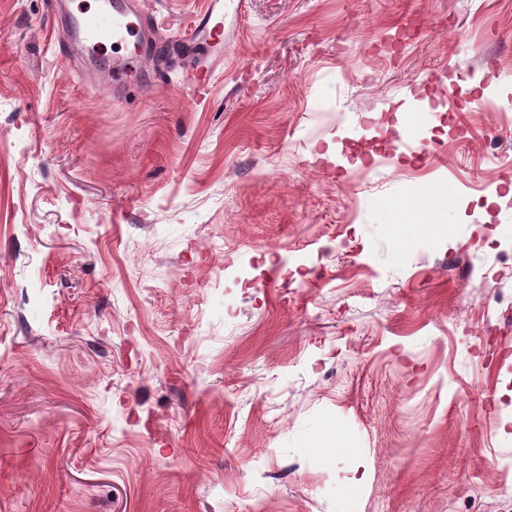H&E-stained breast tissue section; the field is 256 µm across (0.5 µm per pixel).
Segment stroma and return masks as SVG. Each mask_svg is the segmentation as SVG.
Listing matches in <instances>:
<instances>
[{"label":"stroma","instance_id":"obj_1","mask_svg":"<svg viewBox=\"0 0 512 512\" xmlns=\"http://www.w3.org/2000/svg\"><path fill=\"white\" fill-rule=\"evenodd\" d=\"M102 7L0 0V512H512V0ZM132 0H115L112 12L96 14L89 18L75 15L68 17L73 37L89 53L112 41V46L126 45L134 38L133 48L121 54L114 53L112 65V90L135 84L148 69V54L154 50L151 42L141 32L144 21L133 6ZM134 19V20H133ZM244 4L245 0H210L208 8L195 17L183 35V48L195 60L189 81L183 82L199 97L206 94L214 77L216 53L228 46L224 18L231 16L234 21L240 20Z\"/></svg>","mask_w":512,"mask_h":512}]
</instances>
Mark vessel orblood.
Here are the masks:
<instances>
[{"instance_id": "vessel-or-blood-1", "label": "vessel or blood", "mask_w": 512, "mask_h": 512, "mask_svg": "<svg viewBox=\"0 0 512 512\" xmlns=\"http://www.w3.org/2000/svg\"><path fill=\"white\" fill-rule=\"evenodd\" d=\"M245 0H209L207 9L200 12L184 33L182 44L194 65L188 84L196 95L206 94L214 76L216 54L227 44L225 18L240 20ZM68 25L73 37L87 51H94L103 42L125 46V53L114 56L112 86L119 89L134 84L148 71L151 42L143 35L144 21L135 10L132 0H114L111 11L89 18L71 16Z\"/></svg>"}]
</instances>
